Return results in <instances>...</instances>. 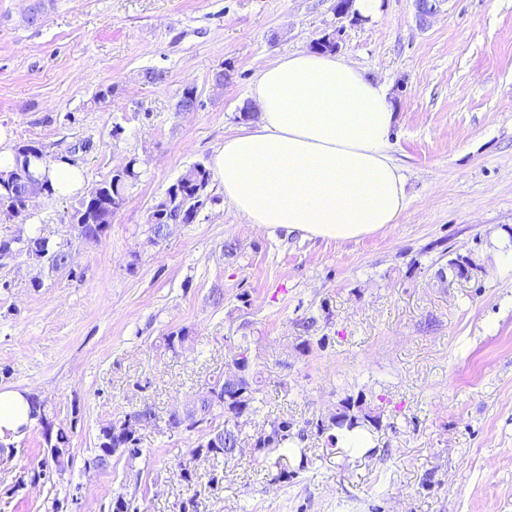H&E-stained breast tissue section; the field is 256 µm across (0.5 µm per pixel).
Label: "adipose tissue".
Instances as JSON below:
<instances>
[{"label": "adipose tissue", "instance_id": "adipose-tissue-1", "mask_svg": "<svg viewBox=\"0 0 512 512\" xmlns=\"http://www.w3.org/2000/svg\"><path fill=\"white\" fill-rule=\"evenodd\" d=\"M249 98L256 120L211 158L246 223L347 242L398 222L407 195L385 84L334 53L297 51L263 66Z\"/></svg>", "mask_w": 512, "mask_h": 512}]
</instances>
